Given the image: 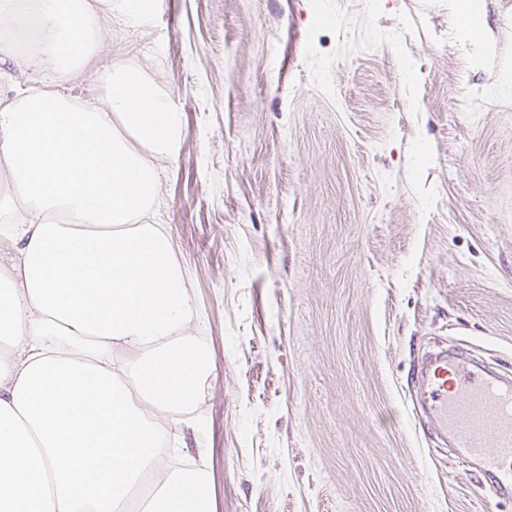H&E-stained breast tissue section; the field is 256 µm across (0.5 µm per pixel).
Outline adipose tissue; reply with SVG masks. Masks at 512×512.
I'll return each mask as SVG.
<instances>
[{
  "label": "adipose tissue",
  "mask_w": 512,
  "mask_h": 512,
  "mask_svg": "<svg viewBox=\"0 0 512 512\" xmlns=\"http://www.w3.org/2000/svg\"><path fill=\"white\" fill-rule=\"evenodd\" d=\"M146 3L0 0V32L44 66L0 85V512H131L146 477L147 512H214L205 473L162 452L209 369L171 239L144 220L181 115L102 42Z\"/></svg>",
  "instance_id": "ef3b65f1"
}]
</instances>
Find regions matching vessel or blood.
<instances>
[{"mask_svg": "<svg viewBox=\"0 0 512 512\" xmlns=\"http://www.w3.org/2000/svg\"><path fill=\"white\" fill-rule=\"evenodd\" d=\"M422 387L434 432L491 476L496 492L511 493L512 378L442 351L429 357Z\"/></svg>", "mask_w": 512, "mask_h": 512, "instance_id": "b4317fda", "label": "vessel or blood"}]
</instances>
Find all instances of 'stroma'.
<instances>
[{
    "label": "stroma",
    "mask_w": 512,
    "mask_h": 512,
    "mask_svg": "<svg viewBox=\"0 0 512 512\" xmlns=\"http://www.w3.org/2000/svg\"><path fill=\"white\" fill-rule=\"evenodd\" d=\"M156 0L106 34L181 134L170 233L211 368L171 467L215 512H512L431 439L436 343L512 370V0Z\"/></svg>",
    "instance_id": "1"
}]
</instances>
